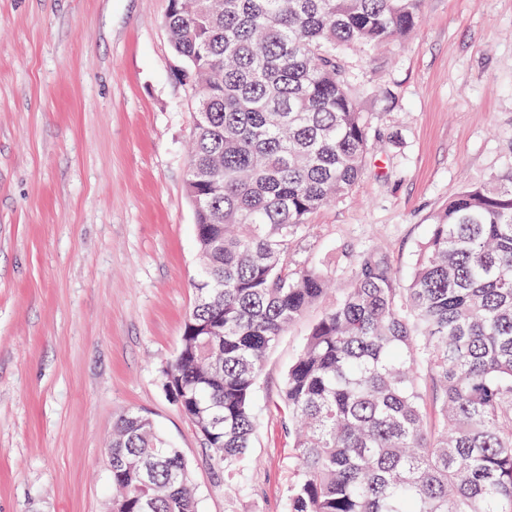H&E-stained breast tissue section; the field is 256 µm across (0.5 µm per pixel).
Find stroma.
<instances>
[{"label": "stroma", "instance_id": "stroma-1", "mask_svg": "<svg viewBox=\"0 0 512 512\" xmlns=\"http://www.w3.org/2000/svg\"><path fill=\"white\" fill-rule=\"evenodd\" d=\"M169 0H0V512H109L115 419L148 415L193 475L198 512H285L289 364L336 300L280 337L252 397L244 463L224 473L163 370L201 263L185 184L192 106L174 77ZM418 27L353 48L380 142L352 193L318 210L291 261L331 272L381 249L406 286L434 214L512 166V0H424Z\"/></svg>", "mask_w": 512, "mask_h": 512}]
</instances>
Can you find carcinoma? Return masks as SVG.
Segmentation results:
<instances>
[{"mask_svg": "<svg viewBox=\"0 0 512 512\" xmlns=\"http://www.w3.org/2000/svg\"><path fill=\"white\" fill-rule=\"evenodd\" d=\"M422 2L171 0L175 78L204 88L186 178L203 267L164 376L226 472L268 351L331 282L290 262L292 239L365 170L344 52L410 32ZM282 402L287 512H512V167L436 212L406 287L382 251L355 255ZM112 482V512H197L181 452L138 412L113 424Z\"/></svg>", "mask_w": 512, "mask_h": 512, "instance_id": "carcinoma-1", "label": "carcinoma"}]
</instances>
